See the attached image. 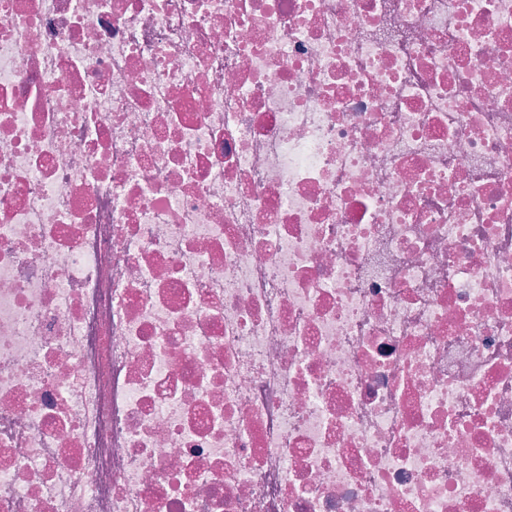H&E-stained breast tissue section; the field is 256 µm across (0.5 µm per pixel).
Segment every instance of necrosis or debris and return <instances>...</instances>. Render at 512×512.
<instances>
[{"label":"necrosis or debris","mask_w":512,"mask_h":512,"mask_svg":"<svg viewBox=\"0 0 512 512\" xmlns=\"http://www.w3.org/2000/svg\"><path fill=\"white\" fill-rule=\"evenodd\" d=\"M0 512H512V0H0Z\"/></svg>","instance_id":"obj_1"}]
</instances>
